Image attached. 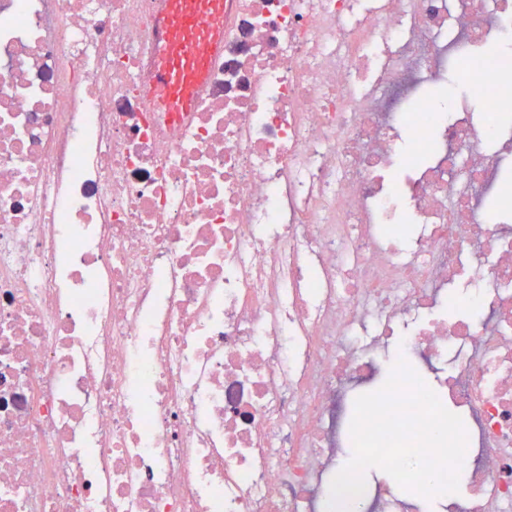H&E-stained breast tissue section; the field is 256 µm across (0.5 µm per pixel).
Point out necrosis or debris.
I'll return each mask as SVG.
<instances>
[{
  "label": "necrosis or debris",
  "mask_w": 512,
  "mask_h": 512,
  "mask_svg": "<svg viewBox=\"0 0 512 512\" xmlns=\"http://www.w3.org/2000/svg\"><path fill=\"white\" fill-rule=\"evenodd\" d=\"M156 2L0 0V512H326L400 338L512 512V0H231L188 112Z\"/></svg>",
  "instance_id": "obj_1"
}]
</instances>
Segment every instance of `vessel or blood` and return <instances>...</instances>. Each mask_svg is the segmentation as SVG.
<instances>
[{
  "mask_svg": "<svg viewBox=\"0 0 512 512\" xmlns=\"http://www.w3.org/2000/svg\"><path fill=\"white\" fill-rule=\"evenodd\" d=\"M225 0H166L155 34L162 47L151 94L165 99L168 111H188L206 78L208 59L220 44Z\"/></svg>",
  "mask_w": 512,
  "mask_h": 512,
  "instance_id": "b4317fda",
  "label": "vessel or blood"
}]
</instances>
